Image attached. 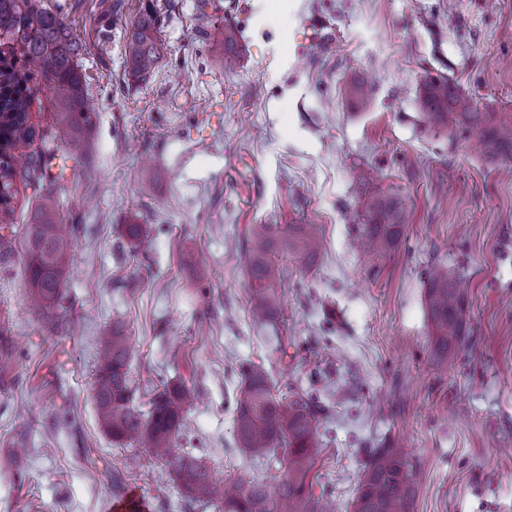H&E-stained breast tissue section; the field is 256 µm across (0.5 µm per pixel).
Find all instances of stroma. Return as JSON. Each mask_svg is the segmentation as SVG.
Segmentation results:
<instances>
[{
    "label": "stroma",
    "mask_w": 512,
    "mask_h": 512,
    "mask_svg": "<svg viewBox=\"0 0 512 512\" xmlns=\"http://www.w3.org/2000/svg\"><path fill=\"white\" fill-rule=\"evenodd\" d=\"M80 46L94 114L87 149L66 161L57 198L74 247L64 307H36L23 238L39 204L17 173L16 241L0 261V512H113L138 491L148 512H215L189 500L164 460L112 440L95 411L97 342L121 326L133 404L163 386L195 388L179 446L219 483L264 472L234 441L240 366L277 392L335 388L322 421L314 496L340 512L367 449L400 444L416 466L414 512H512V176L478 133L431 128L425 73L481 111L512 109V0H47ZM166 50L146 81L124 32L146 4ZM238 32L234 49L214 26ZM367 85L360 106L349 90ZM392 191L410 221L384 259L355 217ZM127 224L154 227L148 252ZM253 224H316L324 247L290 273L274 322L249 311L245 239ZM462 275L467 345L430 351V264ZM124 478L123 491L112 485Z\"/></svg>",
    "instance_id": "35a3bbf8"
}]
</instances>
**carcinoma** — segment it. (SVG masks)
Segmentation results:
<instances>
[{
  "label": "carcinoma",
  "mask_w": 512,
  "mask_h": 512,
  "mask_svg": "<svg viewBox=\"0 0 512 512\" xmlns=\"http://www.w3.org/2000/svg\"><path fill=\"white\" fill-rule=\"evenodd\" d=\"M0 32L16 37L25 63L40 72L55 100L53 127L63 133L59 144L71 154L82 153L92 115L85 106L86 85L77 62L74 41L61 11L43 0H0ZM126 63L131 73L145 78L162 53L159 19L146 6L126 32ZM28 75L0 67V183L7 197L0 201V224L14 223L12 148L37 137L30 121ZM422 106L428 124L440 129H475L493 158L512 157V112H479L473 102L442 75L422 78ZM39 222L26 229L29 282L45 309L61 306L64 273L73 248L71 227L61 223L59 203L52 187L40 194ZM368 222L358 225L372 255L385 256L399 245L408 214L401 199L379 192L366 203ZM125 233L133 246L146 250L152 240L149 224H128ZM323 246L314 224H253L245 253L251 281L253 317L267 320L277 312L288 265L275 260L282 254L300 273L307 272ZM462 277L441 265L427 274L425 304L431 328L433 354L448 361L461 351L467 336V295ZM191 390L164 388L148 411L132 404L128 339L119 329L99 343L96 412L100 424L117 442L142 445L172 464L186 495L204 502L212 495L210 472L188 453L178 451ZM324 408L320 398L301 387L277 395L269 372L261 365L241 369L234 419L235 441L245 455L273 462L284 469L276 495L267 479L236 483L224 491L218 512H331L311 493V474L322 441L319 432ZM415 470L401 448H372L366 453L352 512H412Z\"/></svg>",
  "instance_id": "1"
}]
</instances>
